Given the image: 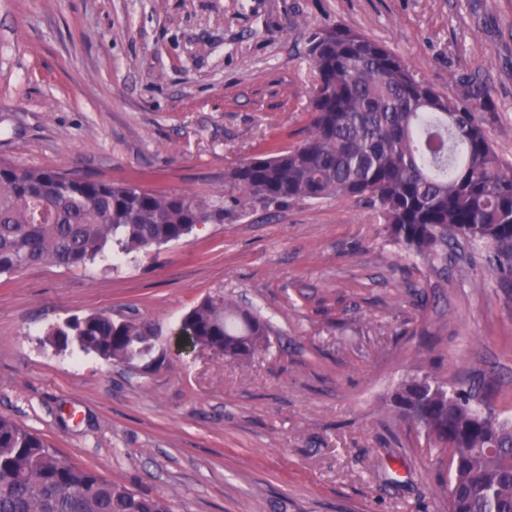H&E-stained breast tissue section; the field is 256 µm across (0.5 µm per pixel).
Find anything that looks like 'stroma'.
<instances>
[{"label": "stroma", "instance_id": "obj_1", "mask_svg": "<svg viewBox=\"0 0 512 512\" xmlns=\"http://www.w3.org/2000/svg\"><path fill=\"white\" fill-rule=\"evenodd\" d=\"M384 44L452 100L488 86L512 164V0H0V159L224 203L225 171L306 135L312 29ZM485 244L448 271L354 200L256 207L114 268L0 277V415L172 512H444L449 467L394 421L428 374L512 418V286ZM224 296L269 320V354L185 348L182 316ZM134 316L145 371L45 345L71 316Z\"/></svg>", "mask_w": 512, "mask_h": 512}]
</instances>
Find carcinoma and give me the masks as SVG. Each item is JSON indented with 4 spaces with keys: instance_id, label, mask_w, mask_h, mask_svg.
Listing matches in <instances>:
<instances>
[{
    "instance_id": "1",
    "label": "carcinoma",
    "mask_w": 512,
    "mask_h": 512,
    "mask_svg": "<svg viewBox=\"0 0 512 512\" xmlns=\"http://www.w3.org/2000/svg\"><path fill=\"white\" fill-rule=\"evenodd\" d=\"M316 85L307 136L266 147L224 174L231 206L127 184L69 178L0 160V275L27 266L82 267L178 241L196 225L236 211L290 201L357 200L382 215L395 241L448 265V243L492 247L489 263L512 280V167L490 144L481 113L488 91L473 85L459 105L415 78L384 45L340 25L310 34ZM194 347L247 360L265 355L272 326L222 297L183 317ZM47 342L76 345L106 361L149 369L160 363L151 325L105 314L74 316ZM398 420L448 456V512H512V420L450 391L429 375L392 394ZM0 512H170L159 496L134 491L60 456L37 434L0 416Z\"/></svg>"
}]
</instances>
